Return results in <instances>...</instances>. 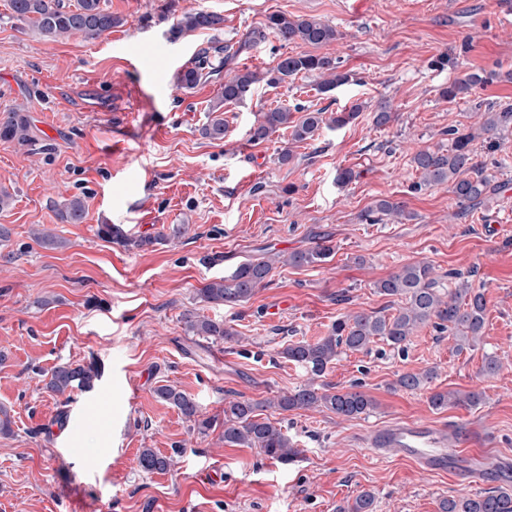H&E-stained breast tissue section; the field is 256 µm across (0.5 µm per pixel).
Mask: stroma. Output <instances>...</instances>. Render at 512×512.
<instances>
[{"mask_svg":"<svg viewBox=\"0 0 512 512\" xmlns=\"http://www.w3.org/2000/svg\"><path fill=\"white\" fill-rule=\"evenodd\" d=\"M120 25L100 39L41 38L12 19L0 0V119L17 111L30 140L0 138V188L13 202L0 211L11 238L0 246V405L13 425L0 434V512H336L367 489L376 512H439L443 498L512 489V130L499 150L473 143L497 195L460 209L447 187L412 191L420 173L411 157L441 145L443 129L478 128L475 103L512 108V0H104ZM220 13L224 29L170 41L183 12ZM274 12L336 27L326 46L351 81L321 92L314 76L259 85L224 114V142L200 134L221 82L193 89L176 74L195 52L219 40L241 46L236 63L262 71L281 47L269 39L243 46ZM494 70L501 80L471 97L441 98L467 72ZM388 102L396 119L376 127ZM355 121L289 145L287 134L254 144L256 112L298 104L329 113L353 104ZM292 163H278L284 147ZM358 174L347 188L336 170ZM81 197L87 216L62 224L57 207ZM405 202L414 220L372 224L378 198ZM128 235L188 225L182 238L146 250L104 239L99 227ZM46 229L64 245L47 249L31 232ZM330 240L317 267L278 268L245 304L219 308L197 290L205 279L274 250L293 252ZM417 261L437 276L461 272L486 299L479 344L456 351L453 338L418 329L405 348L375 341L341 355L324 382L361 383L376 409L341 418L294 410L279 420L298 457L281 463L255 448L224 441V403L261 401L306 384L305 369L280 358L289 343L327 334L347 313L389 311L376 283ZM221 317L240 342L186 336L185 310ZM500 371L482 372L485 355ZM63 362L96 364L100 378L71 402L45 388ZM433 370L427 389H394L405 373ZM174 385L195 396L216 426L199 435L155 390ZM482 391L475 407L433 409L431 392ZM402 420L448 429L459 474L426 473L367 442L378 427ZM173 459L145 473L140 449Z\"/></svg>","mask_w":512,"mask_h":512,"instance_id":"1","label":"stroma"}]
</instances>
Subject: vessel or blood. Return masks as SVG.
Listing matches in <instances>:
<instances>
[{"mask_svg":"<svg viewBox=\"0 0 512 512\" xmlns=\"http://www.w3.org/2000/svg\"><path fill=\"white\" fill-rule=\"evenodd\" d=\"M371 447L410 459L428 472L448 468V431L427 422L402 421L374 431Z\"/></svg>","mask_w":512,"mask_h":512,"instance_id":"b4317fda","label":"vessel or blood"}]
</instances>
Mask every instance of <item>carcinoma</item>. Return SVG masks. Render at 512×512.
I'll use <instances>...</instances> for the list:
<instances>
[{"label":"carcinoma","instance_id":"cac0c4a2","mask_svg":"<svg viewBox=\"0 0 512 512\" xmlns=\"http://www.w3.org/2000/svg\"><path fill=\"white\" fill-rule=\"evenodd\" d=\"M11 18L28 23L47 40L79 34L86 40H96L121 24L122 19L101 7V0H8ZM224 28V16L203 8L182 13L172 24L169 34L177 39L197 30L220 31ZM273 36L282 45L321 47L340 39L336 27L311 17L290 16L274 13L267 17L263 29L246 36V42L257 43ZM239 50L231 45L215 41L200 48L190 66L179 76L181 87L192 89L225 73L224 84L209 107L207 122L200 129L202 137L212 142H222L227 131L224 107L241 104L252 96L256 85L264 83L277 87L295 79L300 74H312L320 79L319 90L326 93L351 81V75L341 70L338 57L328 54L281 53L275 64L263 72L232 70ZM496 71L467 73L443 88L440 95L455 101L468 98L472 90L499 79ZM475 109L481 112L480 133L466 132L450 126L443 132L448 137V148L421 146L412 155L411 162L421 173L420 181L411 189L418 191L427 186L446 185L461 206H476L489 200L492 178L485 174L484 164L475 161L472 142L482 134L487 136L488 148L500 147V136L512 128V108L496 109L478 102ZM300 112L302 116L295 117ZM362 105L355 104L345 112L326 115L323 109L309 110L302 105L294 109L275 108L258 113L249 130V140L260 144L276 133L289 132V146L278 156L281 164L294 159L291 145L303 143L319 136L324 129H337L359 117ZM0 138L19 143L29 141L27 124L10 113L0 122ZM86 210L83 200L73 197L59 208L57 219L62 224H81ZM402 222L413 219L406 205L389 198L377 199L366 212V219L377 224L384 219ZM188 225L173 224L168 232L136 238L125 236L112 225L101 226L104 238L124 247L144 249L162 240L179 238L186 234ZM333 247L321 243L310 249L291 253L268 251L264 256L238 264L222 276L205 280L197 289L207 303L218 307H235L248 302L258 289L271 282L273 270L278 265L308 267L326 261ZM377 292L398 300L396 312L390 316L377 313L345 314L336 319L326 335L314 341L302 340L286 345L279 354L290 362L302 366L310 375V382L297 389L254 401L240 396L224 402V442L246 448H256L269 459L280 462L293 460L299 454L296 442L278 421L261 416V412L273 409L279 413L297 409L325 408L339 417L352 418L366 414L376 406L375 400L360 386L346 389L317 387L314 380L321 378L344 352H359L380 339L389 345L402 348L421 327L430 326L439 333L449 332L456 342V350L475 343L483 335L486 317L484 294L472 288L465 280L456 288L445 290L436 277L434 267L426 262L410 263L396 273L376 283ZM180 322L188 336H198L213 342H237L238 332L222 318H211L194 310H185ZM100 375L93 364L64 363L55 366L46 382V389L56 396H66L74 389H88ZM434 373H405L398 377L396 386L406 391L425 388ZM157 398L193 423L201 435H206L216 425V420L204 417L196 398L171 385L155 389ZM483 399L479 391L449 390L434 392L429 404L435 409L448 406H477ZM172 459L152 448L140 450L137 464L145 473L164 472L171 467ZM441 512H512V491L495 489L479 494H461L445 498L440 503ZM340 512H375V496L369 490L360 491L347 502Z\"/></svg>","mask_w":512,"mask_h":512}]
</instances>
